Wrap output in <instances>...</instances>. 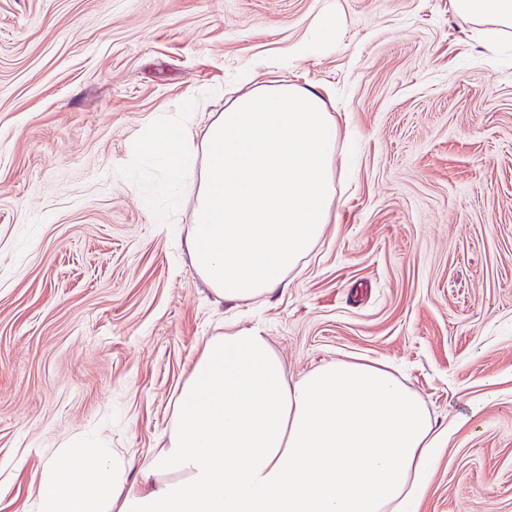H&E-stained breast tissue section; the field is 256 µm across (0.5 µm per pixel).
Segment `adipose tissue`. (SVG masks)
Wrapping results in <instances>:
<instances>
[{"label": "adipose tissue", "mask_w": 512, "mask_h": 512, "mask_svg": "<svg viewBox=\"0 0 512 512\" xmlns=\"http://www.w3.org/2000/svg\"><path fill=\"white\" fill-rule=\"evenodd\" d=\"M486 44L512 36V0H449ZM211 113L154 124L144 155L194 199V269L222 301L273 294L323 238L338 126L318 92L257 85ZM424 403L381 362L331 360L298 380L259 326L208 339L168 441L126 477L113 448H59L34 512H410L438 448Z\"/></svg>", "instance_id": "obj_1"}]
</instances>
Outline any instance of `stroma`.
Segmentation results:
<instances>
[{
	"label": "stroma",
	"instance_id": "obj_1",
	"mask_svg": "<svg viewBox=\"0 0 512 512\" xmlns=\"http://www.w3.org/2000/svg\"><path fill=\"white\" fill-rule=\"evenodd\" d=\"M0 0V512L42 467L163 447L206 340L261 324L288 375L390 363L439 451L415 512H512V51L448 0ZM319 91L339 125L324 238L287 288L234 306L195 273L193 202L146 204L142 130L241 70Z\"/></svg>",
	"mask_w": 512,
	"mask_h": 512
}]
</instances>
